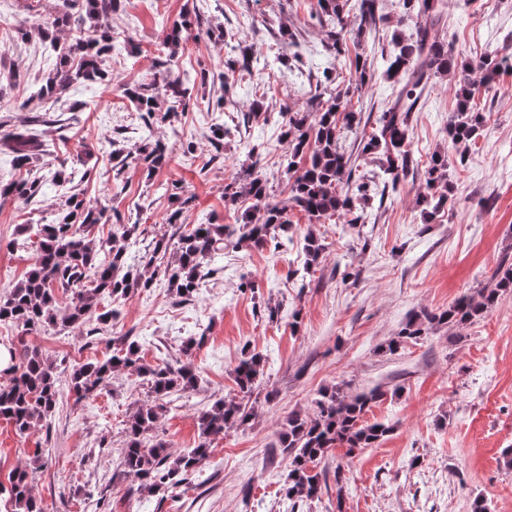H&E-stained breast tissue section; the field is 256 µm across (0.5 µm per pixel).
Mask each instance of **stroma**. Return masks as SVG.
Here are the masks:
<instances>
[{
    "instance_id": "stroma-1",
    "label": "stroma",
    "mask_w": 512,
    "mask_h": 512,
    "mask_svg": "<svg viewBox=\"0 0 512 512\" xmlns=\"http://www.w3.org/2000/svg\"><path fill=\"white\" fill-rule=\"evenodd\" d=\"M445 2L440 38L459 59L512 60V0ZM25 3L0 0V122L33 118L47 151L31 166L43 182L40 194L0 199V295L35 259L22 225L54 223L61 211L63 190L54 171H80L86 159L96 174L73 187L111 217L93 234L104 238L120 225H136L129 256L142 272L172 262L173 251H153L160 237L174 242L197 224L236 223L250 201L226 203L224 186L254 162L273 199L288 206L291 228L287 247L245 243L226 250L190 300L177 301L159 278L119 302L102 299L101 308L117 309L118 316L101 334L86 326L36 334L0 324V346L38 348L67 373L111 357L127 341L150 365L165 355L187 357L198 381L164 398L158 423L161 438L176 451L198 445L202 407L234 394V369L244 350L260 353L264 378L248 424L212 438L209 458L187 484L173 494L141 493L118 467L129 416L155 401L146 378L132 370L81 402H60L27 435L0 420V481L39 453L43 465L33 492L43 512H290L282 491L288 459L274 445L281 423L292 412L312 411L319 391L338 387L353 395L377 387L384 396L365 420L392 425L391 435L352 455L336 449L332 462L342 467V483L328 481L299 512H471L478 496L490 512H512V466L503 458L512 448V293L465 328L438 326L396 352L387 349L412 315L447 309L484 287L503 262L512 263V70H502L476 94L473 107L486 121L463 155L447 134L456 104L453 78L428 80L412 115L410 148L423 164L434 152L447 153L453 184L447 210L424 221L416 204L425 187L419 175L371 201L367 223L348 229L343 215L317 222L289 207L283 115L318 104L325 67L336 66L339 86L348 87L356 78L355 58L363 56L372 79L351 102L358 121L343 130L341 143L356 155L360 172L372 171L371 159L358 151L392 99L394 83L382 58L393 33L406 37L415 26L403 18L398 0H379L383 20L375 39L358 42L357 26L349 24L345 50L334 61L322 48L327 27L313 17L317 0H123L111 20V85L79 83L49 102L36 92L56 55L35 26L38 17L64 12L67 0H40L34 14ZM184 11L198 22L171 74L192 75L190 105L173 123L148 128L125 89L154 77L158 44ZM219 27L225 40L252 48L269 67L251 77H227L223 43L209 36ZM287 30L310 47L301 60L279 58ZM259 90L267 112L255 118L250 110ZM220 97L223 111H206L207 102ZM76 100L84 111H71ZM224 121L238 124L239 132L224 143L225 163H213L209 128ZM157 139L167 146L166 166L149 174L132 163L114 175L113 142L132 152ZM256 145L262 148L257 160L251 155ZM174 183L185 208L166 191ZM177 209L179 221L168 223ZM310 233L324 251L308 273L303 239ZM246 280L252 286L245 290Z\"/></svg>"
}]
</instances>
